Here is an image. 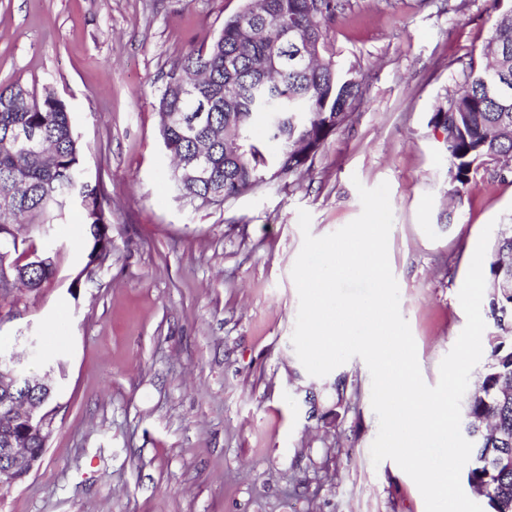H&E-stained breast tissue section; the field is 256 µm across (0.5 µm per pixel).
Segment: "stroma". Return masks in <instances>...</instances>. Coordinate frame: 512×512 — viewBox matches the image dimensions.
I'll return each instance as SVG.
<instances>
[{"mask_svg": "<svg viewBox=\"0 0 512 512\" xmlns=\"http://www.w3.org/2000/svg\"><path fill=\"white\" fill-rule=\"evenodd\" d=\"M245 0H0V85L51 87L89 179L112 199L110 255L93 262L78 212L18 236L53 275L0 296V342L31 375L62 365L53 432L0 512H425L414 481L373 464L365 362L310 376L294 351L291 269L314 236L356 219L358 186L388 182V254L422 378L465 326L458 294L482 230L512 221V165L449 197L432 121L480 61L491 0H349L325 52L362 99L301 178L223 206L181 199L158 90Z\"/></svg>", "mask_w": 512, "mask_h": 512, "instance_id": "obj_1", "label": "stroma"}]
</instances>
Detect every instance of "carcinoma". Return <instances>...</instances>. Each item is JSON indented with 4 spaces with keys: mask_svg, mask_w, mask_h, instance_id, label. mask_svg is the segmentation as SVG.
Instances as JSON below:
<instances>
[{
    "mask_svg": "<svg viewBox=\"0 0 512 512\" xmlns=\"http://www.w3.org/2000/svg\"><path fill=\"white\" fill-rule=\"evenodd\" d=\"M348 0H260L251 19L243 9L224 21L210 42L183 56L166 73L158 96L160 131L174 157L171 180L189 202L221 205L268 180L309 169L326 141L349 117L360 86L323 53L329 24ZM304 30L309 59L283 38L286 27ZM486 62L437 109L435 126L446 132L448 176L455 200L480 167L512 156V138L495 135L512 127V8L495 25ZM264 126L258 140L252 130ZM201 158L202 179L187 178L180 162ZM83 149L66 104L52 90L37 94L20 84L0 86V243L17 241L20 228L54 224L78 208L93 248L104 242L109 198L87 180ZM489 266V309L499 330L490 336L479 383L465 392L466 431L473 444L468 482L484 490L488 512H512V224L499 225ZM18 286L36 289L54 271L49 257L21 264L0 250V264ZM19 398L54 399L42 387L23 385ZM27 435L30 452L43 455L49 434L26 428L0 408V440Z\"/></svg>",
    "mask_w": 512,
    "mask_h": 512,
    "instance_id": "1",
    "label": "carcinoma"
}]
</instances>
